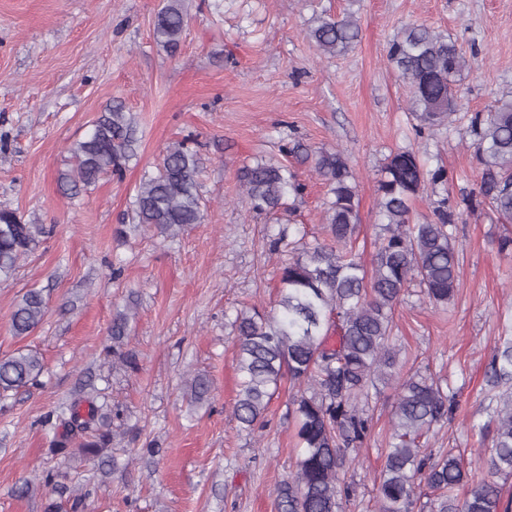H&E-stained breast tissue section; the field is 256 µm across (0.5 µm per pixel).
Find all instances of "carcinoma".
<instances>
[{
  "mask_svg": "<svg viewBox=\"0 0 512 512\" xmlns=\"http://www.w3.org/2000/svg\"><path fill=\"white\" fill-rule=\"evenodd\" d=\"M188 22L185 0H165L153 21L156 43L168 54L180 47ZM309 37L324 55L345 54L358 41L360 25L351 14L313 19ZM387 62L409 84L410 112L420 128L433 129L459 110L458 77L468 68L465 53L450 37L423 23L405 25L389 42ZM470 132L482 165L478 203L465 195L462 212L444 197L432 216L415 223L411 204L425 183L444 181L438 168L427 171L411 151L390 153L377 180L379 233L366 267L352 247L359 234V181L340 150L313 153V171L328 187L324 223L331 242L301 241L296 258L281 268L276 310L266 315L241 310L233 321L237 348L238 393L232 415L244 430L261 422L283 379L297 392L291 413L300 451L295 470L275 489L279 512H345L352 484L344 480L371 433L366 407L370 390L393 377L400 349L392 336L400 295L415 282L436 305L450 302L459 285L456 224L464 214L486 205L504 224H512V97L470 118ZM137 120L115 102L92 121L87 136L72 144L74 166L58 177L67 198L96 185L105 176H121L137 155ZM200 153L184 140L166 146L154 174L145 175L130 202L133 224L153 227L174 237L204 221L199 176ZM244 202L254 212L286 208L305 190L294 172L282 164L257 162L240 172ZM43 227L27 224L20 214L0 207V276L9 277L20 261L40 245ZM47 315L43 292L30 289L15 303L11 329L18 337L38 329ZM135 304L116 310L112 344L106 355L136 368L127 349ZM41 359L18 352L0 358V396L37 383ZM491 383L505 386L494 408L493 453L486 468L493 477L512 476V343L496 347ZM207 378L190 379L191 398L210 399ZM455 396L442 381L415 374L399 385L391 417L392 444L378 481V512H411L417 487L430 490L431 512H512V499L502 497L498 483L476 484L458 498L469 480L459 456L449 451L437 459L422 455L430 429L448 421ZM91 405L82 414L77 401L67 407L64 431L52 441L66 457L91 460L112 445L111 418Z\"/></svg>",
  "mask_w": 512,
  "mask_h": 512,
  "instance_id": "cac0c4a2",
  "label": "carcinoma"
}]
</instances>
